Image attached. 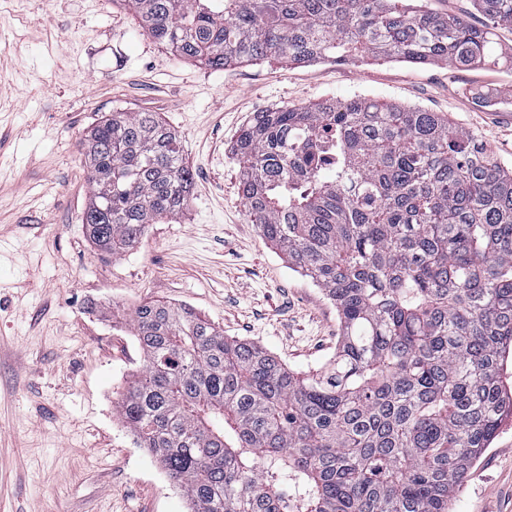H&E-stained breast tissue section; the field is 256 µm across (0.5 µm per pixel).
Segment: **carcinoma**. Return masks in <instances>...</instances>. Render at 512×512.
I'll list each match as a JSON object with an SVG mask.
<instances>
[{
	"mask_svg": "<svg viewBox=\"0 0 512 512\" xmlns=\"http://www.w3.org/2000/svg\"><path fill=\"white\" fill-rule=\"evenodd\" d=\"M181 58L512 66L485 22L407 0H121ZM83 224L121 256L178 216L192 169L155 112L81 143ZM252 223L336 304V353L302 376L189 306L139 305L124 426L190 512H449L512 418V169L438 112L364 97L256 112L234 145Z\"/></svg>",
	"mask_w": 512,
	"mask_h": 512,
	"instance_id": "cac0c4a2",
	"label": "carcinoma"
}]
</instances>
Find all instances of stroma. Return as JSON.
I'll return each instance as SVG.
<instances>
[{
    "instance_id": "stroma-1",
    "label": "stroma",
    "mask_w": 512,
    "mask_h": 512,
    "mask_svg": "<svg viewBox=\"0 0 512 512\" xmlns=\"http://www.w3.org/2000/svg\"><path fill=\"white\" fill-rule=\"evenodd\" d=\"M490 92L505 98L480 106ZM358 96L443 113L512 165L505 65L214 71L175 56L116 0H0V512H188L116 409L143 363L132 333L142 303L190 306L303 375L332 356L336 307L251 223L233 147L254 113ZM112 111L159 113L194 180L182 214L107 258L82 222L80 143ZM449 508L512 512V421Z\"/></svg>"
}]
</instances>
